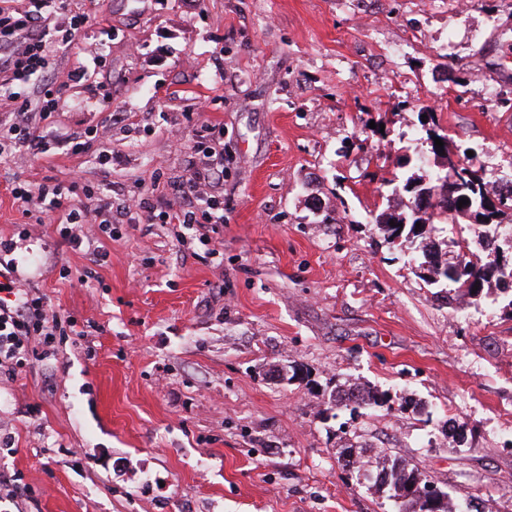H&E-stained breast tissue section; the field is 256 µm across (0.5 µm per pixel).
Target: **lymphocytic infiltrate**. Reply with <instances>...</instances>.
<instances>
[{"label": "lymphocytic infiltrate", "instance_id": "obj_1", "mask_svg": "<svg viewBox=\"0 0 512 512\" xmlns=\"http://www.w3.org/2000/svg\"><path fill=\"white\" fill-rule=\"evenodd\" d=\"M41 5L0 6V87L30 83L47 73L57 50ZM12 112L0 119V155L14 148L42 150L54 138L53 118L59 100L44 87L25 96H11ZM14 200L41 209L60 212L56 226L59 237L81 243L79 225L97 218L103 234L112 232V201L91 188L44 182L32 185L17 180L11 185ZM16 242H0V370L24 367L30 357L56 359L66 336L73 334L77 320L73 315L51 312L43 295L22 288L18 266L9 260Z\"/></svg>", "mask_w": 512, "mask_h": 512}]
</instances>
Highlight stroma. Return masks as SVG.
I'll return each mask as SVG.
<instances>
[{
    "label": "stroma",
    "instance_id": "obj_1",
    "mask_svg": "<svg viewBox=\"0 0 512 512\" xmlns=\"http://www.w3.org/2000/svg\"><path fill=\"white\" fill-rule=\"evenodd\" d=\"M68 8L88 22L47 82L85 150L0 159V238L27 233L25 286L79 329L54 364L0 373V472L26 485L23 512H396L345 476V447L417 465L469 512H512V290L458 313L415 275L421 252L370 222L400 205L374 172L437 164L429 112L512 181V0ZM97 47L102 65L73 78ZM205 160L222 167L219 207L188 229L178 187ZM76 175L113 208L111 236L87 227L111 261L82 285L85 250L10 193ZM344 382L387 401L329 405Z\"/></svg>",
    "mask_w": 512,
    "mask_h": 512
}]
</instances>
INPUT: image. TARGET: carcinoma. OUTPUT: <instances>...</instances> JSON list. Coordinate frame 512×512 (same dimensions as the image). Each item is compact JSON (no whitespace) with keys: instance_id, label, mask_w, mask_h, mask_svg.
Wrapping results in <instances>:
<instances>
[{"instance_id":"carcinoma-1","label":"carcinoma","mask_w":512,"mask_h":512,"mask_svg":"<svg viewBox=\"0 0 512 512\" xmlns=\"http://www.w3.org/2000/svg\"><path fill=\"white\" fill-rule=\"evenodd\" d=\"M426 140L430 144L433 155L441 159L437 168L424 176L409 177L404 183L394 186V193L408 197L406 210L401 212L384 209L372 217L384 235L389 238H405L413 243L420 239L418 249L424 261L418 269L428 272L420 279L433 285L441 280L453 287L450 298L456 302L477 298L485 292L501 286L504 281L512 282V237L508 240V248L495 244L490 252L485 250L486 238L495 233L504 218H512V202H500L495 205L492 200L503 198V194L489 192L485 172L480 167L462 162L467 151L458 154L451 144L448 134L435 122L425 128ZM443 141V147L435 146L434 138ZM435 195L436 203L430 212L423 214L414 209L423 195ZM462 199L469 200L463 207H458ZM452 217L453 220L466 219L472 227L474 236L480 246L476 253L469 247L466 240L456 242V257L449 260L435 258V252L426 242V225L430 224L433 215ZM395 225H390V222ZM421 226H416V223ZM333 401L348 402L358 408H371L382 404V395L367 385L338 384L333 392ZM370 468L375 473V480L393 489L392 497L401 500L398 512H425V507L405 493V483L423 475L414 464L392 457L384 451L374 455Z\"/></svg>"}]
</instances>
